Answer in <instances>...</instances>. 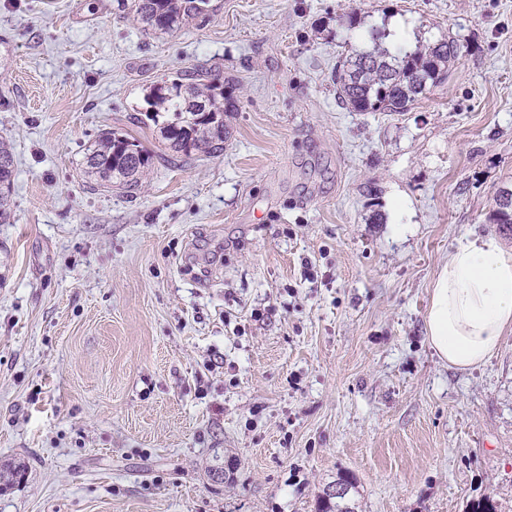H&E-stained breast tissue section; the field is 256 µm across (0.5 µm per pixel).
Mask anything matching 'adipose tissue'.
Returning <instances> with one entry per match:
<instances>
[{"label": "adipose tissue", "instance_id": "adipose-tissue-1", "mask_svg": "<svg viewBox=\"0 0 512 512\" xmlns=\"http://www.w3.org/2000/svg\"><path fill=\"white\" fill-rule=\"evenodd\" d=\"M425 325L436 355L456 370L494 355L512 328V253L495 236L457 242L434 279Z\"/></svg>", "mask_w": 512, "mask_h": 512}]
</instances>
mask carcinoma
Instances as JSON below:
<instances>
[{
  "label": "carcinoma",
  "instance_id": "carcinoma-1",
  "mask_svg": "<svg viewBox=\"0 0 512 512\" xmlns=\"http://www.w3.org/2000/svg\"><path fill=\"white\" fill-rule=\"evenodd\" d=\"M211 0H134L133 19L145 32L170 34L189 17L205 18ZM385 33L371 31L370 45L349 49L336 61V94L352 112H406L430 88L444 80L448 61L457 54L453 40L441 38L413 49L391 52L383 45ZM149 115L161 142L170 151L162 160L174 164L201 152L224 150L227 128L224 114L236 101L224 91L220 74L178 72L150 87ZM154 164V156L135 140L107 132L85 148V175L107 186L137 189ZM14 173L13 154L0 140V223L8 217L9 188Z\"/></svg>",
  "mask_w": 512,
  "mask_h": 512
}]
</instances>
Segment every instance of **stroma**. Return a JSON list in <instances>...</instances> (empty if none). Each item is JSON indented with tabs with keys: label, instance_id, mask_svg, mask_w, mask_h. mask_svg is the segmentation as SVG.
Masks as SVG:
<instances>
[{
	"label": "stroma",
	"instance_id": "obj_1",
	"mask_svg": "<svg viewBox=\"0 0 512 512\" xmlns=\"http://www.w3.org/2000/svg\"><path fill=\"white\" fill-rule=\"evenodd\" d=\"M130 0H0V512H512V330L461 372L424 317L512 189V0H212L144 32ZM357 25L348 28L346 19ZM400 18L448 77L400 114L336 96L342 46ZM223 75L218 156L163 162L151 85ZM156 160L91 185L107 131ZM14 173L13 154L2 140H0V223H6L8 217L7 206L9 188ZM350 489L349 487L341 481H336V483L332 484L327 489L328 497H332L333 499H326V492L324 495L320 497L318 504V512H356V505L353 501L350 504L351 507L355 510H349V502L345 503L343 501H337L336 499H341L346 501L349 498ZM336 498V499H334Z\"/></svg>",
	"mask_w": 512,
	"mask_h": 512
}]
</instances>
